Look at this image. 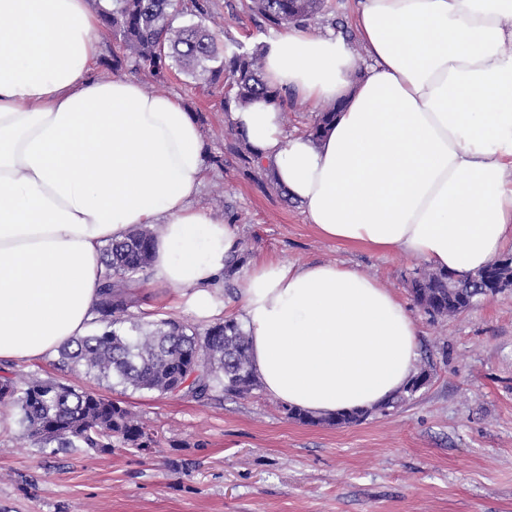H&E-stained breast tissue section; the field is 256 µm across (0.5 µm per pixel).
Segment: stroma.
I'll return each instance as SVG.
<instances>
[{"label":"stroma","instance_id":"35a3bbf8","mask_svg":"<svg viewBox=\"0 0 512 512\" xmlns=\"http://www.w3.org/2000/svg\"><path fill=\"white\" fill-rule=\"evenodd\" d=\"M209 26L225 44L271 38L249 0H211ZM151 93L201 114L209 166L197 203L233 220L245 261L343 263L394 292L415 322L416 371L427 382L392 407L336 427L289 419L263 389L197 401L114 387L158 433L148 451L113 443L92 451H42L0 407V512H512V288L448 318L410 293L421 261L326 239L298 201L284 202L259 174L226 155L217 91L169 73ZM144 311L195 323L175 287L141 277Z\"/></svg>","mask_w":512,"mask_h":512}]
</instances>
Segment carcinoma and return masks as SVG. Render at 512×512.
I'll list each match as a JSON object with an SVG mask.
<instances>
[{
	"mask_svg": "<svg viewBox=\"0 0 512 512\" xmlns=\"http://www.w3.org/2000/svg\"><path fill=\"white\" fill-rule=\"evenodd\" d=\"M324 0H251V9L270 28L288 23L309 27L319 21ZM103 26L115 41L106 65L112 72L149 70L162 79L174 68L200 78L218 90L224 111L243 109L266 98L283 101L280 90L263 76L261 47L224 45L208 26V0H111L100 8ZM336 114L329 105L317 113L306 132L317 137ZM226 149L245 168L254 166L247 136L229 130ZM158 230L133 228L122 240L103 249L105 272L101 301L91 334L65 344L57 366L77 378L146 390L160 395L184 393L204 399L216 391L246 396L259 386L253 370L248 336L242 325L228 319L200 330L173 318L146 320L132 309L136 278L150 268ZM493 278L496 291L512 286V256L459 279L425 265L410 281L414 300L434 316L459 314L484 298L480 289ZM0 405L15 411L22 434L45 449L91 448L103 451L112 441L146 450L156 445L154 434L128 407L91 386L42 379L34 374L0 377ZM289 418L303 423L350 425L364 410L316 417L286 406Z\"/></svg>",
	"mask_w": 512,
	"mask_h": 512,
	"instance_id": "obj_1",
	"label": "carcinoma"
}]
</instances>
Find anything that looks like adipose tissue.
Here are the masks:
<instances>
[{
  "label": "adipose tissue",
  "mask_w": 512,
  "mask_h": 512,
  "mask_svg": "<svg viewBox=\"0 0 512 512\" xmlns=\"http://www.w3.org/2000/svg\"><path fill=\"white\" fill-rule=\"evenodd\" d=\"M354 39L295 24L263 44L269 85L336 105L322 136L287 135L279 104L224 115L324 238L400 251L465 277L512 248V0H355ZM91 0H0V360L88 335L102 249L160 227L151 272L200 320L236 225L196 203L206 150L172 95L95 72ZM254 371L315 416L382 403L411 381L416 326L341 263L252 264L240 290Z\"/></svg>",
  "instance_id": "1"
}]
</instances>
